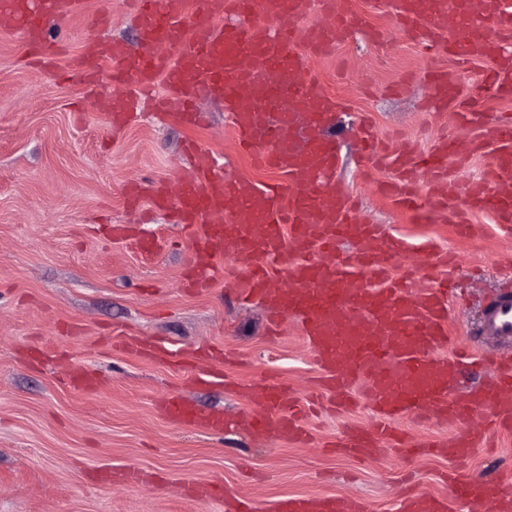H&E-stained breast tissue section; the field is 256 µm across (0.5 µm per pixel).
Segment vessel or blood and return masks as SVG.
<instances>
[{"mask_svg":"<svg viewBox=\"0 0 512 512\" xmlns=\"http://www.w3.org/2000/svg\"><path fill=\"white\" fill-rule=\"evenodd\" d=\"M313 2L319 15L304 23ZM77 5L11 0L19 35L33 56L51 63L46 29ZM125 6L138 23L137 48L120 39L95 40L91 47L105 70H87L78 56L70 63L100 111L114 126H124L141 95L160 83L167 91L166 111L190 122L204 119L195 102L223 101L240 147L258 166L283 176L260 184L230 173L222 156L197 149L177 199L144 183L130 188L129 199H149L171 211L177 224L223 216V223L205 225L198 236L194 268L206 270L216 256L233 255L238 299H258L277 318H296L323 388L342 408L359 396L376 413L377 428L352 429L338 451L357 457L381 452L384 441L397 439L396 419L409 415L448 427V434L423 446L452 459L493 447L490 430L511 432L512 357L502 349L512 342V291L486 304L469 346L447 351L454 295L449 255L434 253L422 276L397 277L393 261L410 242L361 223L354 195L336 179V101L308 68L305 54L328 52L363 27L345 0H125ZM390 8L396 26L428 54L445 52L463 64L490 60L482 83L512 96V13L505 0H483L479 22L455 30L448 27V14L468 13L469 0H390ZM284 15L301 22L280 27ZM106 79L113 87L109 95L99 92ZM432 84L436 106L459 105L454 77L439 71ZM362 148L375 164L395 168V178L381 182L380 190L400 205L423 206L464 230L471 215L488 211L500 230L512 234V119L483 123L481 136L463 148L445 138L426 155L409 147L391 153L370 138ZM480 154L487 157L480 178L465 185L450 178L463 156ZM421 165L430 171L424 184L416 173ZM343 240L353 249L340 257L336 248ZM274 262L285 269L289 287H269ZM487 364L495 367L489 379L459 391L469 371ZM252 400L256 408L242 421L251 435L307 439L305 408L288 388L265 385ZM165 412L177 422L224 430L223 414H198L184 400L168 402ZM444 480L466 512H512V473L466 481L448 474ZM446 509V500L419 493L400 504V512ZM274 512H366V505L343 495L290 496Z\"/></svg>","mask_w":512,"mask_h":512,"instance_id":"b4317fda","label":"vessel or blood"}]
</instances>
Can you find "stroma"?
<instances>
[{
  "label": "stroma",
  "mask_w": 512,
  "mask_h": 512,
  "mask_svg": "<svg viewBox=\"0 0 512 512\" xmlns=\"http://www.w3.org/2000/svg\"><path fill=\"white\" fill-rule=\"evenodd\" d=\"M347 2L382 37L357 33L332 55L309 57L349 127L336 176L364 223L414 243L396 258L397 273L425 267L426 242L455 254L466 299L450 318L463 332L478 325L500 280L512 277V236L487 214L475 215L472 233L463 234L445 216L382 197L378 181L395 172L373 166L361 140L399 136L425 154L443 136H474L454 111L429 107L435 70L456 76L462 97L487 117L512 114V97L477 83L489 61L462 66L424 52L396 28L386 0ZM101 35L135 43L123 0H79L74 14L50 24V40L67 48L48 76L14 28L0 26V512H225L228 490L247 495L258 512L289 495H350L369 512H397L411 492L446 496L445 472L467 480L512 465V432L497 435L495 452L478 448L463 461L387 449L361 462L328 452L327 442L369 428L374 414L363 400L342 414L309 413L303 443L257 439L240 427L257 385L318 399L317 368L299 327L288 319L271 335L261 304L235 300L229 256L193 271L201 224H172L162 212L141 218L126 190L143 181L173 190L190 162L189 143L222 155L239 176L274 175L239 150L214 100L199 104L207 120L198 126L149 108L113 131L67 75L71 56ZM143 235L154 238L152 251L139 247ZM212 368L223 370L226 384L198 382ZM82 370L95 388L70 386V373ZM171 399L202 414L223 412V432L176 424L162 408ZM110 467L141 472L144 481L102 483ZM192 480L213 484V497L194 498Z\"/></svg>",
  "instance_id": "obj_1"
}]
</instances>
